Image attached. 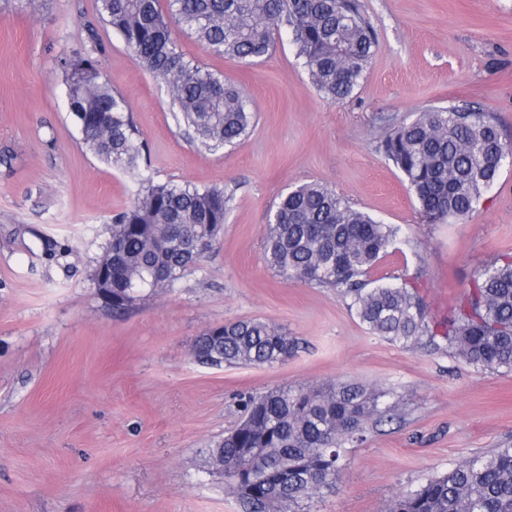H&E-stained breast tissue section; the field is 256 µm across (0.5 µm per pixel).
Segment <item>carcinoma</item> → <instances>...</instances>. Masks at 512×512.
<instances>
[{"label": "carcinoma", "instance_id": "1", "mask_svg": "<svg viewBox=\"0 0 512 512\" xmlns=\"http://www.w3.org/2000/svg\"><path fill=\"white\" fill-rule=\"evenodd\" d=\"M96 0V13L154 77L164 81L178 126L216 152L251 131L255 115L237 85L185 59L176 32L215 57L254 60L273 48L274 32L291 30L297 58L327 98L352 97L378 51L361 0ZM58 68L83 144L101 161L134 176L139 187L112 215L91 280L122 313L145 291L174 287L212 248L230 198L224 188L156 182L145 174L147 148L128 101L102 74L94 52L61 57ZM402 174L424 222L473 214L498 180L512 141L497 118L472 104L434 107L394 126L381 142ZM398 228L355 208L313 182L286 192L267 216V266L288 282L334 288L373 334L403 347L445 350L482 369L512 371V255L474 270L460 304L433 325L417 291L420 273L399 282L372 278ZM193 350L203 365L273 366L295 340L260 319L238 320L201 334ZM390 393L356 382L283 386L240 398L237 427L208 450L243 512H304L336 488L345 448L393 418ZM389 512H512V446L465 459L414 490Z\"/></svg>", "mask_w": 512, "mask_h": 512}]
</instances>
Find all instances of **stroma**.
I'll list each match as a JSON object with an SVG mask.
<instances>
[{
    "mask_svg": "<svg viewBox=\"0 0 512 512\" xmlns=\"http://www.w3.org/2000/svg\"><path fill=\"white\" fill-rule=\"evenodd\" d=\"M362 3L379 51L343 101L312 84L289 28L254 63L179 35L185 58L239 84L256 116L216 153L176 124L164 82L99 29V67L131 106L154 181L232 198L200 264L118 315L90 274L134 182L82 145L57 66L90 49L95 0H0V512H242L208 450L239 422L241 394L282 385L354 380L399 402L348 449L335 492L311 512H387L449 465L512 446V372L391 344L335 289L266 265L267 212L312 181L399 227L377 272L420 273L431 321L448 317L477 267L512 252V166L465 220L426 224L379 148L417 112L464 101L512 139V0ZM251 318L286 331L295 354L273 367L194 360L205 330Z\"/></svg>",
    "mask_w": 512,
    "mask_h": 512,
    "instance_id": "stroma-1",
    "label": "stroma"
}]
</instances>
